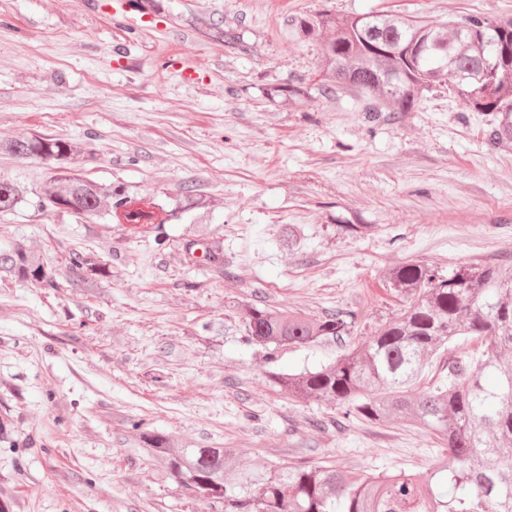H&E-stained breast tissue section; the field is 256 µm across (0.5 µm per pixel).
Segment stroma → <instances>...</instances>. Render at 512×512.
I'll return each mask as SVG.
<instances>
[{
	"instance_id": "35a3bbf8",
	"label": "stroma",
	"mask_w": 512,
	"mask_h": 512,
	"mask_svg": "<svg viewBox=\"0 0 512 512\" xmlns=\"http://www.w3.org/2000/svg\"><path fill=\"white\" fill-rule=\"evenodd\" d=\"M141 28L89 0H0V140L61 137L70 166L172 208L182 185L205 206L162 226L89 222L47 207L53 163L0 154L27 202L0 212L58 285L0 282V512H215L162 478L140 431L224 448L254 467L336 461L423 471L442 461L427 430L354 423L272 385L244 343L241 304L361 315L358 331L289 347L287 369L327 364L401 301L387 276L414 261L451 270L512 260V146L494 116L449 84L415 111L369 122L361 100L320 95L322 46L297 16L392 13L444 22L512 19V0H127ZM222 21L235 39L200 31ZM301 88L291 101L284 87ZM304 231L295 250L288 225ZM205 241L223 270L192 259ZM112 270L89 292L73 254Z\"/></svg>"
}]
</instances>
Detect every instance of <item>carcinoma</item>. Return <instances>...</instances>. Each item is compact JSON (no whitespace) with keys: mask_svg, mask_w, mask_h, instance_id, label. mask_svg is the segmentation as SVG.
Segmentation results:
<instances>
[{"mask_svg":"<svg viewBox=\"0 0 512 512\" xmlns=\"http://www.w3.org/2000/svg\"><path fill=\"white\" fill-rule=\"evenodd\" d=\"M479 18L428 22L398 15L337 17L328 12L305 15L294 22L301 38L322 41L320 89L342 87L364 97V111L375 119L383 112H412L422 91L450 82L468 92L494 79L497 97L476 108L492 112L490 141L512 143V20L473 35ZM429 53L408 64L393 56H377L417 35ZM501 65L490 73V62ZM407 70L413 78L401 92L391 85ZM0 152L36 157L57 164L55 209L75 206L93 220L122 217L127 224H164L167 211L118 210L136 202L127 187L99 185L66 165L72 148L62 138L34 136L0 143ZM23 201L20 189L0 178V212ZM179 209L188 212L203 201L192 187H182ZM106 271L91 256L72 257L68 278L73 288L99 286ZM23 280L40 288H56L40 255L22 243L0 247V280ZM405 302L400 316L375 329L359 345L327 365L298 373L269 372L270 381L288 396L324 403L337 416L311 426L347 427L354 422H402L422 426L444 439L453 467L391 474L346 470L331 462L269 463L260 470L243 464L223 448L180 446L159 432H140L143 450L163 472L193 493L211 498L221 512H512V263L460 265L445 272L407 262L389 276ZM245 342L266 350L268 362L278 350L310 347L350 335L359 313L340 309L321 318L297 311L250 303L244 307ZM483 341L469 361L449 367L448 379L426 387L422 380L448 344L461 338Z\"/></svg>","mask_w":512,"mask_h":512,"instance_id":"carcinoma-1","label":"carcinoma"}]
</instances>
